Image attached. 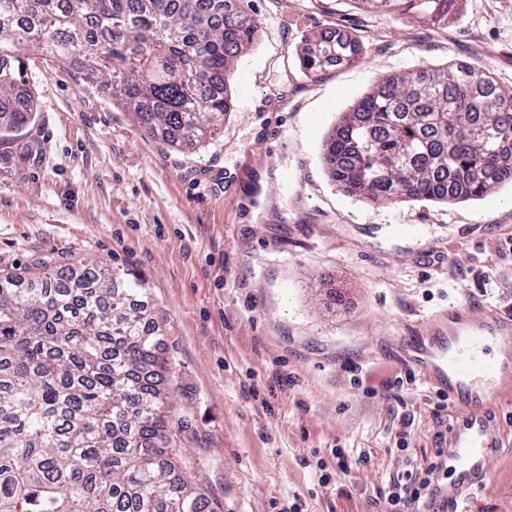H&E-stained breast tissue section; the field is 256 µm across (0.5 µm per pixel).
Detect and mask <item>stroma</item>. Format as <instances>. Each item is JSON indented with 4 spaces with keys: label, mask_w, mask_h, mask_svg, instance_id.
Masks as SVG:
<instances>
[{
    "label": "stroma",
    "mask_w": 512,
    "mask_h": 512,
    "mask_svg": "<svg viewBox=\"0 0 512 512\" xmlns=\"http://www.w3.org/2000/svg\"><path fill=\"white\" fill-rule=\"evenodd\" d=\"M244 9L257 33L228 75L233 110L195 148L27 52L33 118L0 133V272L88 259L141 285L171 357L168 404L190 424L186 473L223 512H393V474L435 457L425 364L448 350L449 309L512 313V182L378 205L336 186L324 144L386 77L467 64L511 87L512 0H457L440 26L357 0ZM326 29L365 53L307 78L300 59ZM499 393L503 448L465 512H512V385Z\"/></svg>",
    "instance_id": "1"
}]
</instances>
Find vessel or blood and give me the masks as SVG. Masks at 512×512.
I'll list each match as a JSON object with an SVG mask.
<instances>
[{
    "instance_id": "b4317fda",
    "label": "vessel or blood",
    "mask_w": 512,
    "mask_h": 512,
    "mask_svg": "<svg viewBox=\"0 0 512 512\" xmlns=\"http://www.w3.org/2000/svg\"><path fill=\"white\" fill-rule=\"evenodd\" d=\"M448 334L456 342L434 365L449 398L442 447L445 458L455 463V489H469L480 484L490 454L500 445L491 412L492 395L485 384L512 378V319L494 313L477 316L455 308L448 313ZM492 340L504 349V356L485 355Z\"/></svg>"
}]
</instances>
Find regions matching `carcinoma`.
Segmentation results:
<instances>
[{
    "label": "carcinoma",
    "instance_id": "carcinoma-1",
    "mask_svg": "<svg viewBox=\"0 0 512 512\" xmlns=\"http://www.w3.org/2000/svg\"><path fill=\"white\" fill-rule=\"evenodd\" d=\"M240 2L0 0V129L31 118L20 50L32 46L112 88L169 145L208 141L254 36ZM356 2L437 23L456 0ZM362 54L357 38L326 33L300 63L312 79ZM324 158L343 193L373 203L477 200L512 181V89L462 64L385 78L342 117ZM135 292L93 261L63 283L0 275V512H217L172 448L189 423L160 411L170 362Z\"/></svg>",
    "mask_w": 512,
    "mask_h": 512
}]
</instances>
